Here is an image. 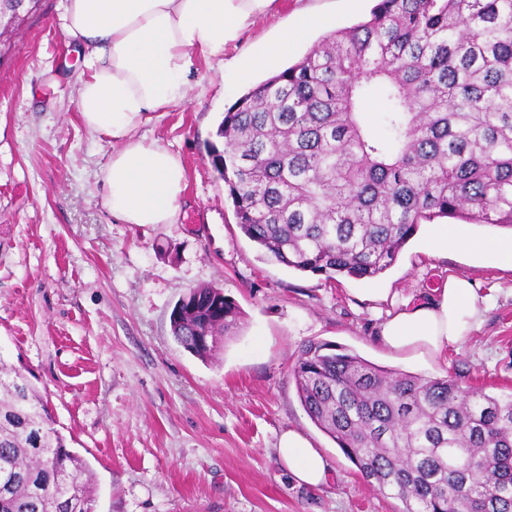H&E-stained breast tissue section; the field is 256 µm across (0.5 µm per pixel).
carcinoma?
<instances>
[{"label":"carcinoma","instance_id":"carcinoma-1","mask_svg":"<svg viewBox=\"0 0 512 512\" xmlns=\"http://www.w3.org/2000/svg\"><path fill=\"white\" fill-rule=\"evenodd\" d=\"M41 0H0L15 30ZM382 103V131L365 121ZM209 156L261 256L300 272L374 278L439 218L512 229V0H377L239 97ZM237 304L191 289L175 340L234 334ZM300 402L400 512H512V394L377 366L334 344L292 367ZM93 473L42 398L0 360V512H93Z\"/></svg>","mask_w":512,"mask_h":512}]
</instances>
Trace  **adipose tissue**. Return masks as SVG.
<instances>
[{"instance_id":"obj_1","label":"adipose tissue","mask_w":512,"mask_h":512,"mask_svg":"<svg viewBox=\"0 0 512 512\" xmlns=\"http://www.w3.org/2000/svg\"><path fill=\"white\" fill-rule=\"evenodd\" d=\"M273 0H66L62 16L69 40L85 53L88 70L78 90L84 126L119 142L104 168L103 205L124 224H170L185 191L180 157L156 142L134 138L154 112L183 102L186 76L197 53L216 57ZM303 16L252 55L255 68L274 66L314 25ZM436 252H471L512 270V240L469 238L440 227ZM473 283L449 277L430 302L405 303L378 326L377 337L395 353L446 359L480 322ZM277 455L297 484L317 486L330 473L327 457L298 430L283 431Z\"/></svg>"}]
</instances>
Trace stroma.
<instances>
[{
  "label": "stroma",
  "mask_w": 512,
  "mask_h": 512,
  "mask_svg": "<svg viewBox=\"0 0 512 512\" xmlns=\"http://www.w3.org/2000/svg\"><path fill=\"white\" fill-rule=\"evenodd\" d=\"M65 0L22 25L0 61V359L39 391L68 449L94 475V512H398L364 481L302 407L291 369L312 342L392 370L451 376L512 393V271L468 253L432 252L436 224L385 273L325 280L262 260L238 228L208 144L225 111L268 78H243L251 54L304 14L334 28L372 0H274L219 57L198 55L186 100L135 137L177 154L186 189L174 223L122 224L102 205L117 148L77 110L86 74L62 25ZM474 280L482 321L447 360L398 355L376 338L388 312L424 302L448 276ZM223 289L243 313L219 360L173 338L169 315L190 289ZM303 432L331 463L318 487L290 480L280 433Z\"/></svg>",
  "instance_id": "35a3bbf8"
}]
</instances>
